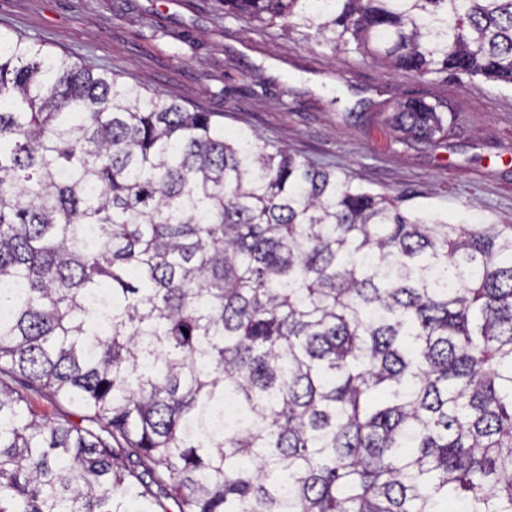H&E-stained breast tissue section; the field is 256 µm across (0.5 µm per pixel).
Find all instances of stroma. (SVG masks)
<instances>
[{"label":"stroma","instance_id":"obj_1","mask_svg":"<svg viewBox=\"0 0 512 512\" xmlns=\"http://www.w3.org/2000/svg\"><path fill=\"white\" fill-rule=\"evenodd\" d=\"M102 66L226 135L259 134L333 164L402 207L457 223L467 209L512 224V87L465 75L421 78L301 34L225 17L218 0H0V29ZM442 103L457 121L437 141L407 138L397 101Z\"/></svg>","mask_w":512,"mask_h":512}]
</instances>
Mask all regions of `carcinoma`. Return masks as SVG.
I'll list each match as a JSON object with an SVG mask.
<instances>
[{"instance_id": "1", "label": "carcinoma", "mask_w": 512, "mask_h": 512, "mask_svg": "<svg viewBox=\"0 0 512 512\" xmlns=\"http://www.w3.org/2000/svg\"><path fill=\"white\" fill-rule=\"evenodd\" d=\"M222 2L512 84V0ZM406 199L0 30V512H512V224Z\"/></svg>"}]
</instances>
